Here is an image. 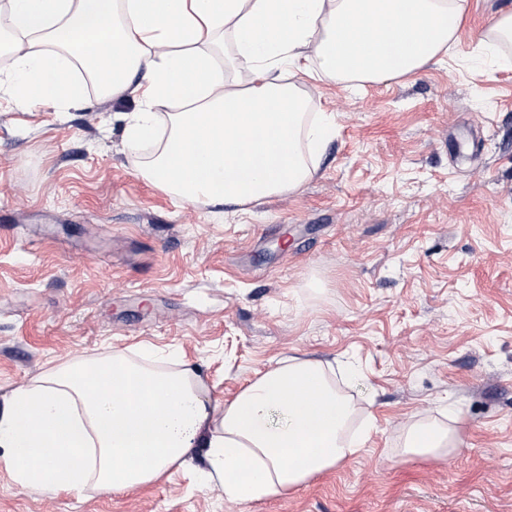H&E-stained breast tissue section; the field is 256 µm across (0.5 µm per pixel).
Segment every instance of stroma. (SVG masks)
Listing matches in <instances>:
<instances>
[{
	"label": "stroma",
	"mask_w": 512,
	"mask_h": 512,
	"mask_svg": "<svg viewBox=\"0 0 512 512\" xmlns=\"http://www.w3.org/2000/svg\"><path fill=\"white\" fill-rule=\"evenodd\" d=\"M512 0H469L454 59L361 86L301 76L336 134L250 212L135 170L132 94L27 108L0 92V403L110 348L187 362L217 402L289 356L330 361L372 424L287 493L228 498L203 453L126 492L49 497L0 469V512H512V68L467 61ZM416 424L458 450L401 452Z\"/></svg>",
	"instance_id": "1"
}]
</instances>
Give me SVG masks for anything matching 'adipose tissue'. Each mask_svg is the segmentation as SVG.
Returning a JSON list of instances; mask_svg holds the SVG:
<instances>
[{"mask_svg": "<svg viewBox=\"0 0 512 512\" xmlns=\"http://www.w3.org/2000/svg\"><path fill=\"white\" fill-rule=\"evenodd\" d=\"M467 0H6L13 69L0 87L22 105L65 109L85 87L132 92L137 171L190 204L238 207L298 190L334 135L291 77L380 81L440 63ZM512 11L480 38L472 69L503 66ZM143 81H135L138 70ZM249 74L240 81L237 70ZM353 402L323 363L288 357L213 402L199 376L154 351L115 349L54 368L0 409V468L48 496L123 492L157 481L204 449L225 495L280 494L354 454ZM449 431L416 425L403 451L457 449Z\"/></svg>", "mask_w": 512, "mask_h": 512, "instance_id": "obj_1", "label": "adipose tissue"}]
</instances>
